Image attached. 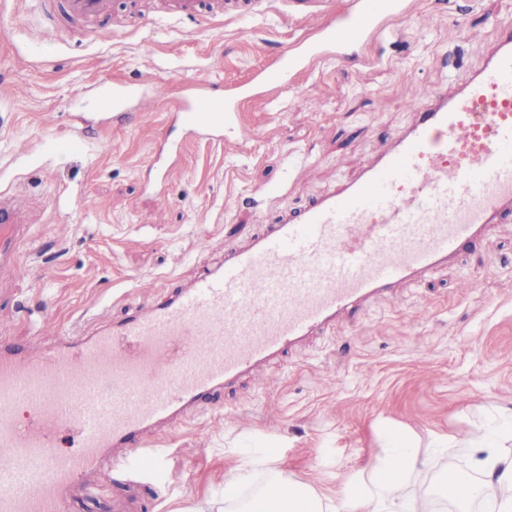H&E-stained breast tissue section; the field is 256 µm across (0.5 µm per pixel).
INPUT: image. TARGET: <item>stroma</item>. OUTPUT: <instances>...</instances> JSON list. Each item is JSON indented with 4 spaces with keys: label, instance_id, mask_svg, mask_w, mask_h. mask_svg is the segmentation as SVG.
Returning a JSON list of instances; mask_svg holds the SVG:
<instances>
[{
    "label": "stroma",
    "instance_id": "35a3bbf8",
    "mask_svg": "<svg viewBox=\"0 0 512 512\" xmlns=\"http://www.w3.org/2000/svg\"><path fill=\"white\" fill-rule=\"evenodd\" d=\"M412 11L374 47L375 66L331 60L240 114L246 145L188 142L181 165L156 164L158 137L181 129L170 102L134 124L105 119L90 98L101 78L132 86L146 78L177 93L207 79L243 84L301 38L300 21L271 13L250 20H170L96 41L80 28L51 41L31 21L30 0L0 6V193L38 202L35 252L25 275L0 272V337L24 347L56 329L93 335L126 306L176 292L265 224L354 179L379 139L407 127L408 105L461 69L480 65L512 0H413ZM86 130L78 144L71 113ZM272 189L263 199L259 190ZM263 388L243 378L209 394L181 422L157 426L151 447L166 473L141 490L111 481L95 498L73 491L74 512H186L222 497L246 458L275 461L297 483L338 495L395 438L430 457L410 491L440 492L449 468L478 474L467 449L443 447L472 433L495 436L512 409V220L395 296L366 304L365 318L337 322L290 356L265 365Z\"/></svg>",
    "mask_w": 512,
    "mask_h": 512
}]
</instances>
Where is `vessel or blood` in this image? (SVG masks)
<instances>
[{"label":"vessel or blood","mask_w":512,"mask_h":512,"mask_svg":"<svg viewBox=\"0 0 512 512\" xmlns=\"http://www.w3.org/2000/svg\"><path fill=\"white\" fill-rule=\"evenodd\" d=\"M273 2L155 0L133 23L248 19ZM281 2L308 22L306 36L249 84L221 94L204 80L186 85L173 100L186 140L239 132V114L256 94L286 88L346 45L370 63L371 42L409 11L408 0H355L339 13L328 0ZM62 12L97 23L100 38L123 26L112 0H35L46 36H58ZM162 93L115 80L92 105L119 117L130 105L145 111ZM410 110L413 124L380 142L355 179L226 252L222 266L199 272L175 297L52 350L0 348V512H72L70 491L88 479L163 475L162 455L147 445L152 427L259 376L336 321H360L366 302L448 264L512 219V26L478 68ZM33 207L20 194H0L1 271L20 264Z\"/></svg>","instance_id":"b4317fda"}]
</instances>
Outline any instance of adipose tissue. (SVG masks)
<instances>
[{
  "label": "adipose tissue",
  "mask_w": 512,
  "mask_h": 512,
  "mask_svg": "<svg viewBox=\"0 0 512 512\" xmlns=\"http://www.w3.org/2000/svg\"><path fill=\"white\" fill-rule=\"evenodd\" d=\"M467 448L481 454L477 465L483 479L473 488V495L484 496L495 512H512V456L483 447L481 439L474 437ZM429 464V459L414 451H395L370 465V479L355 480L335 498L322 497L313 486L294 483L276 468L258 496H278L285 512H426L425 498L407 493L405 481Z\"/></svg>",
  "instance_id": "1"
}]
</instances>
